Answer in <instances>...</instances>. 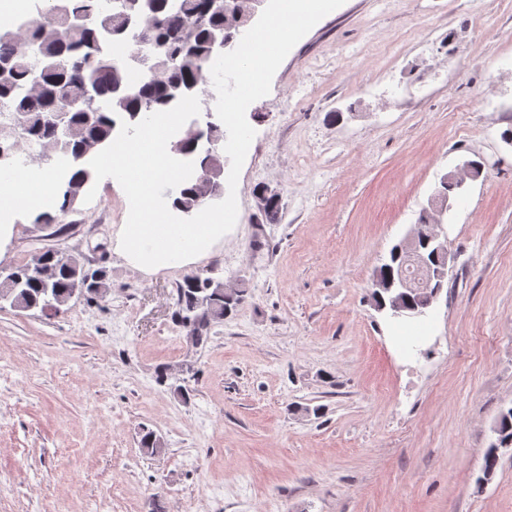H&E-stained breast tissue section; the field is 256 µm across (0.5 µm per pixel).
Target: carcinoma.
Wrapping results in <instances>:
<instances>
[{
  "label": "carcinoma",
  "mask_w": 512,
  "mask_h": 512,
  "mask_svg": "<svg viewBox=\"0 0 512 512\" xmlns=\"http://www.w3.org/2000/svg\"><path fill=\"white\" fill-rule=\"evenodd\" d=\"M34 30L0 31V144L11 150L25 143L39 150L41 163L55 168L64 158V189L57 190L58 211L75 205L93 178L89 160L108 146L117 122H139L144 115L173 107L170 86L205 84L213 36L224 32V17L209 10L210 0H46ZM132 16L146 22L134 54L142 56L147 79L135 90L127 85L129 67L104 54L102 42L122 31ZM179 153L195 155L194 182L169 191L175 209L197 211L208 202L214 183L215 157L198 153L192 139L178 142ZM76 288L87 299L104 297L112 288L107 271L77 258L45 252L12 269L0 282V296L17 305L57 310ZM173 323L192 327L206 345L214 324L235 311L245 288H226L213 278L184 280L175 288ZM497 440L485 453L488 480L501 448L512 447V407L495 425ZM152 454L165 450L152 431L141 436Z\"/></svg>",
  "instance_id": "obj_1"
}]
</instances>
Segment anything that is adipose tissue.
<instances>
[{"label":"adipose tissue","instance_id":"1","mask_svg":"<svg viewBox=\"0 0 512 512\" xmlns=\"http://www.w3.org/2000/svg\"><path fill=\"white\" fill-rule=\"evenodd\" d=\"M56 200L55 177L51 171L0 173V214L6 218L0 224V260L5 258L16 230L9 222L10 217L42 212Z\"/></svg>","mask_w":512,"mask_h":512}]
</instances>
